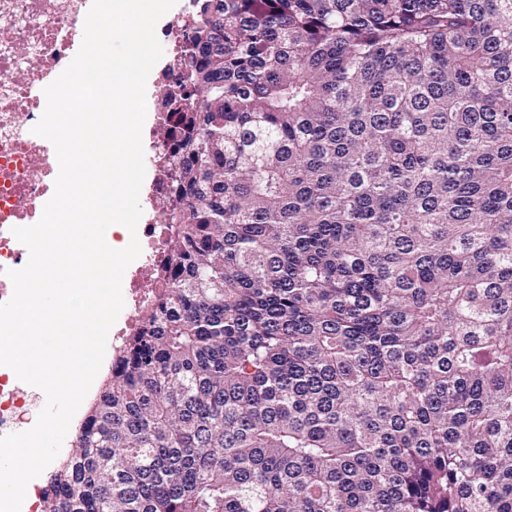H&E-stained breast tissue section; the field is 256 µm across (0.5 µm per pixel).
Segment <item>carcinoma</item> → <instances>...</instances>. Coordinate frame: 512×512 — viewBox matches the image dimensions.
<instances>
[{
  "instance_id": "carcinoma-1",
  "label": "carcinoma",
  "mask_w": 512,
  "mask_h": 512,
  "mask_svg": "<svg viewBox=\"0 0 512 512\" xmlns=\"http://www.w3.org/2000/svg\"><path fill=\"white\" fill-rule=\"evenodd\" d=\"M170 254L42 512H512V0H196Z\"/></svg>"
}]
</instances>
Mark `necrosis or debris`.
Wrapping results in <instances>:
<instances>
[{
    "instance_id": "1",
    "label": "necrosis or debris",
    "mask_w": 512,
    "mask_h": 512,
    "mask_svg": "<svg viewBox=\"0 0 512 512\" xmlns=\"http://www.w3.org/2000/svg\"><path fill=\"white\" fill-rule=\"evenodd\" d=\"M92 0H0V303L12 295L5 272L23 268L29 252L13 235L37 223L59 172L53 144L33 134L46 106L44 89L80 49ZM141 254L122 290L129 309L116 337L133 330L153 291L155 268L168 255L166 225H138ZM43 407L23 397L15 373L0 366V436L31 429Z\"/></svg>"
}]
</instances>
